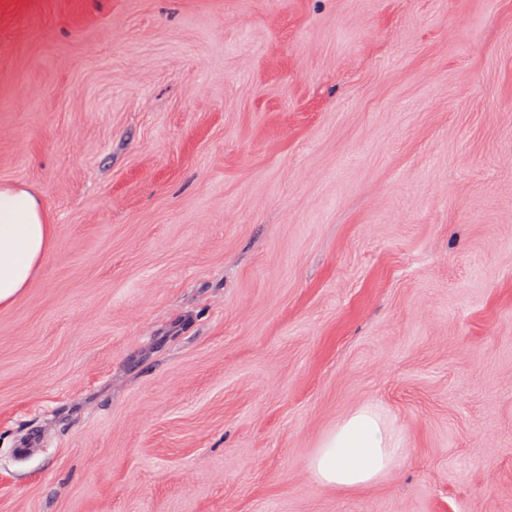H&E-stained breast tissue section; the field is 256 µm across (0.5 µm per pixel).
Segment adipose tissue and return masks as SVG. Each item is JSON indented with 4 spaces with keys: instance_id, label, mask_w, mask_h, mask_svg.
<instances>
[{
    "instance_id": "obj_1",
    "label": "adipose tissue",
    "mask_w": 512,
    "mask_h": 512,
    "mask_svg": "<svg viewBox=\"0 0 512 512\" xmlns=\"http://www.w3.org/2000/svg\"><path fill=\"white\" fill-rule=\"evenodd\" d=\"M52 244L41 201L28 187L0 183V307L28 287ZM401 448L377 407L365 404L342 419L308 462L314 482L347 490L382 481Z\"/></svg>"
}]
</instances>
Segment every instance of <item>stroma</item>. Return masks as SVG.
<instances>
[{
    "label": "stroma",
    "mask_w": 512,
    "mask_h": 512,
    "mask_svg": "<svg viewBox=\"0 0 512 512\" xmlns=\"http://www.w3.org/2000/svg\"><path fill=\"white\" fill-rule=\"evenodd\" d=\"M0 182V512H512V0H0ZM52 244L41 201L28 187L0 183V307L28 287ZM401 450L377 407L365 404L336 425L309 460L308 469L320 487H366L391 475Z\"/></svg>",
    "instance_id": "obj_1"
}]
</instances>
